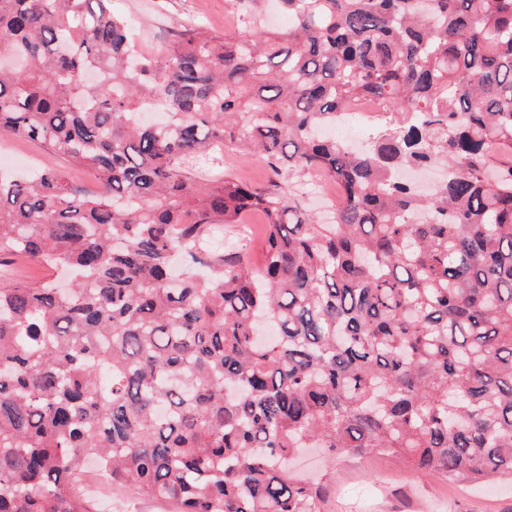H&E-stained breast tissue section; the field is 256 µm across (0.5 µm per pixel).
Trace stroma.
Listing matches in <instances>:
<instances>
[{
	"instance_id": "stroma-1",
	"label": "stroma",
	"mask_w": 512,
	"mask_h": 512,
	"mask_svg": "<svg viewBox=\"0 0 512 512\" xmlns=\"http://www.w3.org/2000/svg\"><path fill=\"white\" fill-rule=\"evenodd\" d=\"M113 13L129 22L133 45L145 54L159 53L174 40L178 32L193 25L213 34H235L237 27L235 0H111ZM28 159L36 167H53L65 171L76 183H83L86 174L73 167L63 156L51 154L34 142L0 140V156ZM264 219L259 213L247 215L242 225L253 228L247 242H240L233 224L214 230L210 247L216 251L246 245L254 267H261L264 243L258 231ZM296 467L310 479H319L326 468H333V486L326 512H423L425 503L434 499L448 502V512H512V486L495 490L461 488L442 477L428 473L409 472L392 457L380 454L361 457L337 455L335 464H328L327 454L311 451L300 456ZM84 498L90 512H109L111 502L118 498L111 486L95 476L82 483ZM126 512H164V505L133 493L120 496Z\"/></svg>"
}]
</instances>
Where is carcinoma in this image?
I'll list each match as a JSON object with an SVG mask.
<instances>
[{
  "mask_svg": "<svg viewBox=\"0 0 512 512\" xmlns=\"http://www.w3.org/2000/svg\"><path fill=\"white\" fill-rule=\"evenodd\" d=\"M109 2L0 0V138L100 184L0 174V260L72 274L0 276V512H89L90 461L171 512H322L304 448L512 482V0H281L285 30L152 59ZM363 97L370 148L321 135ZM226 143L336 183L332 221L199 175ZM427 163L421 195L400 170ZM250 211L260 271L210 249ZM8 266L10 277L19 282H25L30 278H43L59 282L65 280V272L63 270L42 268L29 258H15L12 262H9Z\"/></svg>",
  "mask_w": 512,
  "mask_h": 512,
  "instance_id": "cac0c4a2",
  "label": "carcinoma"
}]
</instances>
